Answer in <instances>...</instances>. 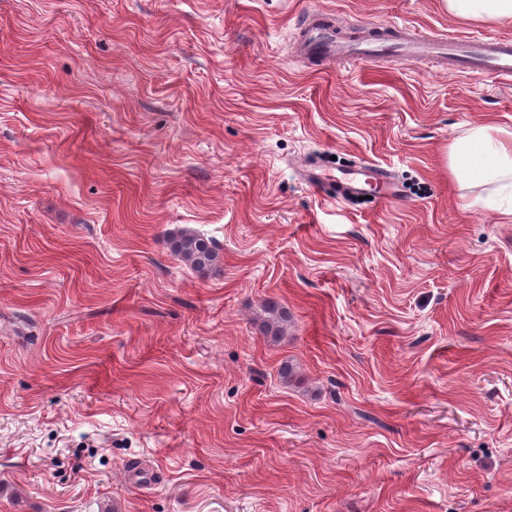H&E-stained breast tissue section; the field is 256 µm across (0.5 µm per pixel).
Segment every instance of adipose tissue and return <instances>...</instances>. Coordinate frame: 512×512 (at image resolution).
Instances as JSON below:
<instances>
[{"label":"adipose tissue","instance_id":"ef3b65f1","mask_svg":"<svg viewBox=\"0 0 512 512\" xmlns=\"http://www.w3.org/2000/svg\"><path fill=\"white\" fill-rule=\"evenodd\" d=\"M451 15L500 22L512 19V0H445ZM453 174L476 184L501 182L512 177V132L493 133L477 125L458 140L450 153Z\"/></svg>","mask_w":512,"mask_h":512}]
</instances>
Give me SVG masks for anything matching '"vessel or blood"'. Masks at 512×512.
Wrapping results in <instances>:
<instances>
[{
	"instance_id": "vessel-or-blood-1",
	"label": "vessel or blood",
	"mask_w": 512,
	"mask_h": 512,
	"mask_svg": "<svg viewBox=\"0 0 512 512\" xmlns=\"http://www.w3.org/2000/svg\"><path fill=\"white\" fill-rule=\"evenodd\" d=\"M295 49L305 58L339 59L355 63L370 57L399 55L415 58L432 51L447 56L462 73L487 72L503 81L512 80V40L487 37L463 43L456 41L426 45L408 36L404 29L386 28L361 39L340 36L334 22L325 14H309L303 35L297 37ZM385 169L369 167L347 173L336 185L337 197L365 194L372 183L388 182Z\"/></svg>"
}]
</instances>
